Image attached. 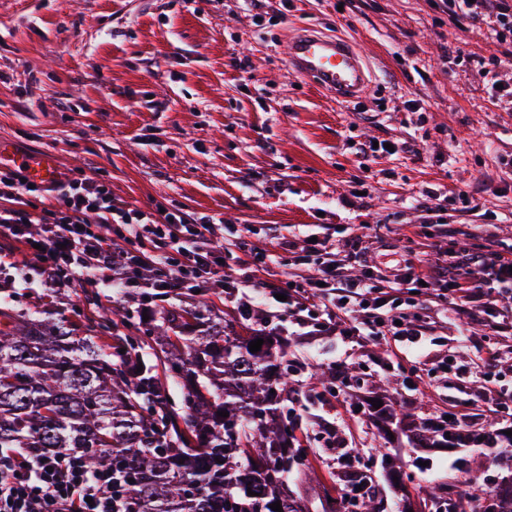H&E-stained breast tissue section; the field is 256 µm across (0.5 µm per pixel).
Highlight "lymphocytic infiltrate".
I'll use <instances>...</instances> for the list:
<instances>
[{
    "instance_id": "obj_1",
    "label": "lymphocytic infiltrate",
    "mask_w": 512,
    "mask_h": 512,
    "mask_svg": "<svg viewBox=\"0 0 512 512\" xmlns=\"http://www.w3.org/2000/svg\"><path fill=\"white\" fill-rule=\"evenodd\" d=\"M443 7L457 19L488 21L493 38L508 47L505 58L492 59L493 68L512 67V0H445ZM22 176L20 169L0 168V237L19 243L24 257L55 285L74 282L85 269L115 288H201L223 277L222 260L228 257L243 270L237 303L253 307L260 272L285 251L292 259L282 297L271 305L286 311L298 329L333 333L360 346L386 337L417 344L430 329L425 304L433 299L480 321L486 336L512 328V311L498 305L500 298L512 297V248H499L491 239L472 251H446L431 266L405 259L392 273L368 271L355 279L350 269L363 262L357 233L344 250L326 240L283 239L260 248L249 243L255 228L246 224L236 232L235 248L217 249L211 245L215 227L209 219L176 207L142 210L120 203L106 180L74 173L32 186ZM47 194L52 204L37 207L35 198ZM35 224L36 235L30 232ZM116 237L125 242L118 251L112 248ZM147 268L151 278H141ZM456 289L466 290L464 303L446 300ZM480 373L484 385L474 402L490 416H512V390L498 386L496 353L488 354ZM122 493L120 475L108 466L90 468L83 454L41 448L0 452V512H113Z\"/></svg>"
}]
</instances>
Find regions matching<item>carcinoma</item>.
Returning <instances> with one entry per match:
<instances>
[{"label":"carcinoma","mask_w":512,"mask_h":512,"mask_svg":"<svg viewBox=\"0 0 512 512\" xmlns=\"http://www.w3.org/2000/svg\"><path fill=\"white\" fill-rule=\"evenodd\" d=\"M119 313L100 314L80 336L58 308L34 316L0 296V448L79 450L92 468L112 465L126 478V512H274L277 501L283 512H306L288 476L317 469L297 436L301 422L284 414L294 372L282 367L285 340L256 329L258 313L241 336L199 307L175 306L150 312L142 335L109 345L101 333L132 324ZM156 338L169 347L161 376L143 354ZM257 339L261 350L249 352ZM167 380L182 388L181 421L167 408ZM447 437L456 448L473 441L452 426L416 433L422 443ZM498 463L509 476L487 492L463 468L453 498L512 512V453Z\"/></svg>","instance_id":"obj_1"}]
</instances>
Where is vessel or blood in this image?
Wrapping results in <instances>:
<instances>
[{
	"label": "vessel or blood",
	"mask_w": 512,
	"mask_h": 512,
	"mask_svg": "<svg viewBox=\"0 0 512 512\" xmlns=\"http://www.w3.org/2000/svg\"><path fill=\"white\" fill-rule=\"evenodd\" d=\"M288 69L338 101L354 104L363 100L373 83V74L355 41L299 26L288 33ZM20 168L26 177L48 184L56 177L51 154L19 155L0 139V165Z\"/></svg>",
	"instance_id": "b4317fda"
}]
</instances>
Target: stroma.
<instances>
[{
  "mask_svg": "<svg viewBox=\"0 0 512 512\" xmlns=\"http://www.w3.org/2000/svg\"><path fill=\"white\" fill-rule=\"evenodd\" d=\"M311 25L357 41L372 69L371 94L341 106L287 66L288 31ZM486 23H458L433 0H0V138L23 155L52 153L59 175H107L113 196L142 209L164 200L216 224L214 246L254 225L252 241L313 235L344 246L352 226L368 225L366 263L400 256L437 258L436 245L474 249L484 229L512 244V108L491 100L487 74L503 56ZM403 143L395 155L370 143ZM366 181L358 194L355 178ZM437 198L446 224L472 235L447 241L425 226L417 202ZM16 243L0 239V294L39 311L46 300L85 323L112 306V290L73 282L53 288L19 277ZM432 342L409 348L418 361L455 356L467 382L426 379L417 403L404 400L408 367L382 370L385 342L354 348L350 399L383 398L410 422L453 410L478 387L484 328L459 334L444 302L429 303ZM288 361L320 366L336 354L333 336H292ZM309 455L324 439L314 419L341 426L354 446L401 454L414 479L394 483L377 470L387 512H436L422 486L448 483L454 459L480 458L474 477H503L495 449L425 448L409 425L382 438L377 417L357 419L325 405L307 373L297 375Z\"/></svg>",
  "mask_w": 512,
  "mask_h": 512,
  "instance_id": "1",
  "label": "stroma"
}]
</instances>
